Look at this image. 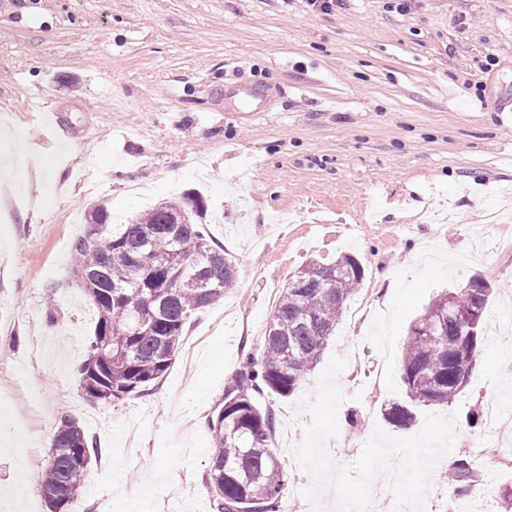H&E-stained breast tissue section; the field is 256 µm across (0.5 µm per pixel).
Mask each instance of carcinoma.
I'll use <instances>...</instances> for the list:
<instances>
[{"mask_svg":"<svg viewBox=\"0 0 512 512\" xmlns=\"http://www.w3.org/2000/svg\"><path fill=\"white\" fill-rule=\"evenodd\" d=\"M205 206L192 192L131 217L120 235L102 202L85 216L74 245V276L97 312L93 338L79 372L87 400L110 404L146 395L179 350L185 324L198 310L224 298L236 284V262L209 237L198 217ZM364 277L359 261L342 255L308 264L289 281L264 335L261 361L247 357L224 386V401L208 419L213 448L207 481L217 512H280L290 474L271 448L275 414L258 398L288 397L315 367L350 297ZM493 283L474 276L458 291L439 295L413 323L402 352L405 399L382 408L396 427L415 420V408L452 402L466 384L484 342L483 315ZM479 310L472 322L450 320L437 334L423 326L446 298ZM96 442L69 417L56 427L50 462L39 491L57 512L80 495L84 459L98 454ZM449 480L459 494L475 490L476 466L459 457Z\"/></svg>","mask_w":512,"mask_h":512,"instance_id":"carcinoma-1","label":"carcinoma"}]
</instances>
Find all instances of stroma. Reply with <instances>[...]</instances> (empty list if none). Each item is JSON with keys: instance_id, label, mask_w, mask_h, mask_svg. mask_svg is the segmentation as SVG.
Returning <instances> with one entry per match:
<instances>
[{"instance_id": "35a3bbf8", "label": "stroma", "mask_w": 512, "mask_h": 512, "mask_svg": "<svg viewBox=\"0 0 512 512\" xmlns=\"http://www.w3.org/2000/svg\"><path fill=\"white\" fill-rule=\"evenodd\" d=\"M0 0V493L49 512L38 492L62 416L100 449L64 512H214L200 493L207 419L244 354L261 359L266 325L297 270L356 257L362 285L316 366L276 416L273 448L291 475L281 512H313V476L291 452L311 424L302 401L347 337L335 382L345 400L326 447L348 466L375 430L418 433L456 416L451 449H494L476 467L505 512L512 491V0ZM260 80L257 112L225 86ZM59 113L62 128L50 126ZM188 189L205 200L211 239L238 284L196 312L162 379L109 405L79 387L95 310L72 273L71 223L94 199L114 223ZM481 275L495 285L485 342L453 403L422 406L413 426L380 409L402 399L401 354L437 295ZM504 413L484 414L487 396ZM436 465L425 512H466Z\"/></svg>"}]
</instances>
